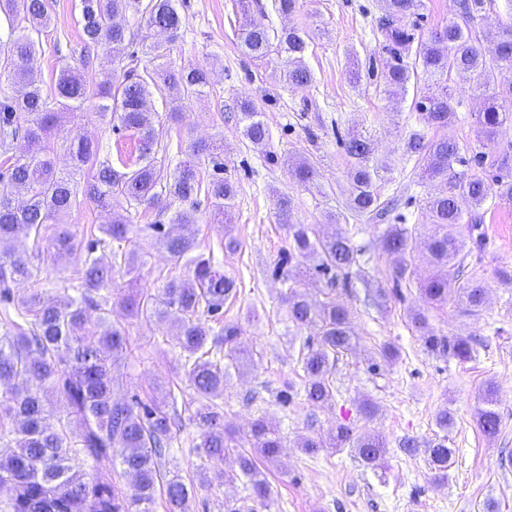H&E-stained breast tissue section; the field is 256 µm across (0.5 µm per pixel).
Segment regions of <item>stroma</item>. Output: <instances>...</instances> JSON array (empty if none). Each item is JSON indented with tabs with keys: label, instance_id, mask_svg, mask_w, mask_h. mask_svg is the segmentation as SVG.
Instances as JSON below:
<instances>
[{
	"label": "stroma",
	"instance_id": "1",
	"mask_svg": "<svg viewBox=\"0 0 512 512\" xmlns=\"http://www.w3.org/2000/svg\"><path fill=\"white\" fill-rule=\"evenodd\" d=\"M79 0H53L52 23L42 35L43 49L36 62L44 88H51L62 66H79L81 48ZM186 17L180 38L167 58L172 67L202 66L210 83L202 100L194 102L185 125L164 117L165 95L153 97L158 114L155 128L158 159L175 169L188 155L193 141L222 144L224 174L238 187L236 205L225 218L215 217L208 203H200L192 226L200 251L214 252L225 272L234 277L239 293L226 303L224 318L239 324L242 344L252 350L250 360L230 367L224 391V422L237 440L248 437L253 421L265 416L277 427L284 448L277 464L265 474L275 490L270 512H512V284L497 272L512 267V203L487 204L480 209L479 228L487 239L483 250H472L465 274L483 279L487 301L477 311L464 303L427 301L419 283L432 271L426 240L431 227L426 218L428 189L419 184L414 157L405 151L413 133L426 138L457 141L470 162L466 174L488 177L490 166L473 164L485 153L512 158V124L504 125L491 147L475 136L481 99L470 90L467 75L453 74L451 85L460 92L458 119L447 127L426 125L414 106L415 91L398 98L383 91L382 73L387 56L377 24V0H299L293 13L278 9V0H249L252 23L274 29L299 27L320 30L306 63L313 75L310 86L291 87L276 81L271 66L245 56L240 47L238 0H182ZM253 100L263 113L271 137L266 150L247 142L237 122V103ZM372 140L379 160L391 171L378 184L381 200L396 199L387 220H358L344 206L348 158L343 142L349 134ZM87 136L100 146L101 158L135 159L137 141L129 133L113 132L93 115L65 117L56 136L55 161L70 167L69 140ZM315 161L314 186L301 185L287 158ZM292 201V219L313 225L319 235L345 230L363 255L353 267L348 288L341 295L352 313V329L359 338L355 350L336 362V395L332 402L313 407L299 400L289 408L275 402L285 387L302 389L297 360L305 331L289 322L285 297L289 287L315 301L329 291L326 278L309 273V260L293 263L288 277L274 273L287 252L288 232L276 213V199ZM133 230L121 250H133L146 259L139 286L156 288L163 281L186 275V263L165 252L151 227L169 223L170 212L155 207L133 209ZM232 225L237 249L223 246L224 227ZM390 224H402L413 233L409 256L414 271L410 286L396 287L394 259L381 247ZM384 298H377V289ZM423 314L424 328L413 317ZM132 354L116 363L115 396L148 398L155 385L182 388L176 373L180 356L173 323L126 320ZM463 336L474 343L472 360L428 352L423 333ZM399 357L380 359L385 344ZM497 388V409L502 426L488 437L477 425L476 411L486 383ZM376 407L373 417L360 414L363 402ZM448 409L454 425L447 435L454 455L444 482H433L424 453H405V439L423 446L440 437L435 415ZM350 423L355 435L385 436L387 452L366 467L352 449L304 454L302 437L327 433L339 422Z\"/></svg>",
	"mask_w": 512,
	"mask_h": 512
}]
</instances>
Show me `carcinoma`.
<instances>
[{"mask_svg":"<svg viewBox=\"0 0 512 512\" xmlns=\"http://www.w3.org/2000/svg\"><path fill=\"white\" fill-rule=\"evenodd\" d=\"M422 0H379L382 16L378 29L389 55L383 74V91L394 96L406 92L410 81L420 76L433 85L420 88L416 102L423 120L444 127L457 114V101L448 85L454 72L469 74L471 90L483 96L484 109L478 113L477 136L495 142L499 129L512 123V113L503 102L512 101V82H497L495 70L501 63L512 64V21L502 23L497 41L488 49L476 44L468 23L486 15L492 0H462V22L450 21L423 37H415L406 20L417 15ZM179 0H80L82 53L101 48L112 62L122 63L134 35L124 23L126 13L141 16L149 30L167 34V42L178 39L184 25ZM0 15L8 32L0 36V73H6L25 87L21 95L0 87V182L8 181L24 192L16 202L0 193V512H155L163 499L166 512H190L197 492L237 481L250 494L245 501L224 498V512H257L274 502V489L260 468L278 460L282 437L258 418L247 444L252 451L236 450L224 424V387L228 366L248 357L241 349L238 324L224 320V303L236 298L235 279L221 269L213 253H195L197 244L190 234L167 231L153 224L162 248L174 258H188L186 278H172L160 287L112 299L108 287L117 273L136 274L145 264L134 251L112 250V243L125 242L131 219L124 215L101 224L98 233L79 239L64 218L83 198L100 211L112 210L123 199L131 206H154L164 200L177 202L171 223L187 228L196 222L198 196L205 195L219 214L234 208L235 184L224 176V160L218 148L202 142L190 143V155L207 158L213 173L200 178L198 164L182 161L172 173L164 171L156 158L154 112L149 103L157 79L177 90L169 104L167 118L176 124L194 100L206 93L207 72L202 67L172 69L166 63V42L142 38V51L157 63L152 71L123 70L122 80L95 84L86 73L70 66L60 69L51 92L42 89L41 73L33 66L39 53L40 36L52 19L51 0H0ZM312 32L290 28L281 33L245 26L240 46L248 57L267 64L279 60L277 78L295 87H305L312 75L305 63ZM242 135L257 148L267 146L270 133L263 113L251 100L238 105ZM90 112L111 124L112 131H127L136 137L138 156L134 164L115 167L100 159L99 145L80 139L70 145L72 167L57 168L52 157L51 137L64 114ZM22 140L20 155L9 154L11 143ZM350 159L349 188L345 207L356 218L384 219L394 201L380 202L377 182L387 172L386 164L373 156L371 143L352 137L343 143ZM406 152L421 162L423 174L441 189L426 201L432 233L427 250L437 271L420 283V292L432 302L446 303L454 297L476 310L485 304L482 280L463 277L468 255L459 226L471 220L491 199L512 202V177L490 179L467 176L455 170L465 158L458 142L430 139L415 134ZM91 176L78 183L84 171ZM295 176L311 185L316 164L307 158L295 164ZM280 223L288 231V256L275 268L296 258H311L314 270L330 282L343 276L349 284V270L357 263L358 250L350 236L339 232L328 238L316 236L310 224L291 221V199L276 202ZM411 232L402 224H390L382 238L384 251L395 256V282L412 276L407 254ZM58 263L74 265L76 284L63 294L31 287L24 294L16 289L40 280L43 270ZM288 319L308 329L299 349L303 372L302 397L319 407L332 401L336 387L333 368L339 353L351 350L356 337L351 330L345 302L329 296L312 301L289 288ZM119 306L131 318L173 321L179 327L182 381L193 391L178 408L174 391L143 401L116 399L113 390L116 360L129 353L125 326L111 320L112 308ZM97 318H91V313ZM424 346L451 355L461 362L473 357L470 341L460 336L423 334ZM496 389L485 385L482 406L477 411L479 428L486 435L498 433L501 416L496 409ZM59 401L65 417L58 416L52 400ZM197 432L199 464L186 479L177 469L163 470L171 455L182 422ZM354 450L369 465L386 452V439L379 433L363 436L340 423L324 437H307L301 448L314 456L326 448ZM237 452L238 472L224 471V459ZM434 478L448 476L454 449L446 439L424 449ZM92 464L88 478L76 461ZM130 478L123 485L114 469Z\"/></svg>","mask_w":512,"mask_h":512,"instance_id":"carcinoma-1","label":"carcinoma"}]
</instances>
